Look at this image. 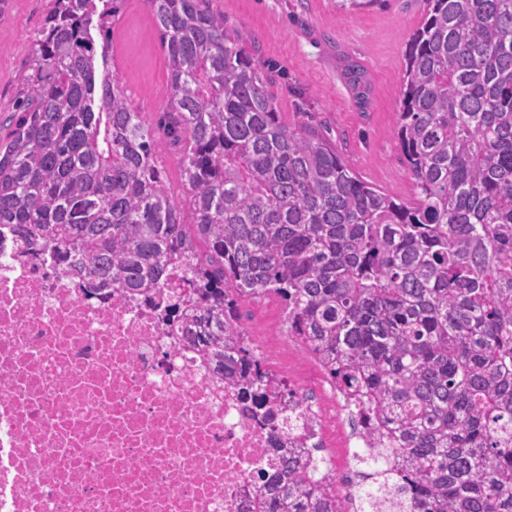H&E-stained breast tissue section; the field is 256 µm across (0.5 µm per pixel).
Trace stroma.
<instances>
[{
  "mask_svg": "<svg viewBox=\"0 0 512 512\" xmlns=\"http://www.w3.org/2000/svg\"><path fill=\"white\" fill-rule=\"evenodd\" d=\"M227 28L256 45L278 72L271 91L282 120L308 125L336 146L365 183L401 198L412 183L397 142L403 62L423 20L421 0H375L344 9L337 0H212ZM51 0H8L0 14V137L15 127L17 99ZM102 70L123 86L134 111L156 122L170 99L168 59L146 0H125ZM257 334L284 323L280 298H242Z\"/></svg>",
  "mask_w": 512,
  "mask_h": 512,
  "instance_id": "obj_1",
  "label": "stroma"
}]
</instances>
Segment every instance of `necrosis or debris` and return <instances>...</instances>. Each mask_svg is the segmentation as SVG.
Segmentation results:
<instances>
[{
    "label": "necrosis or debris",
    "instance_id": "necrosis-or-debris-1",
    "mask_svg": "<svg viewBox=\"0 0 512 512\" xmlns=\"http://www.w3.org/2000/svg\"><path fill=\"white\" fill-rule=\"evenodd\" d=\"M186 294L178 264L156 291L96 292L0 237V512H257L285 449L354 485L353 458L375 446L357 403L323 374L289 378L276 336L242 321L279 388L252 408L166 321Z\"/></svg>",
    "mask_w": 512,
    "mask_h": 512
}]
</instances>
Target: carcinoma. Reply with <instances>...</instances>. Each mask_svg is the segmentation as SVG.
<instances>
[{
	"mask_svg": "<svg viewBox=\"0 0 512 512\" xmlns=\"http://www.w3.org/2000/svg\"><path fill=\"white\" fill-rule=\"evenodd\" d=\"M166 48L156 125L97 77L124 0H53L0 140V229L89 287L147 293L182 264L195 297L167 307L188 346L252 402L240 297L285 303L288 335L327 365L398 447L364 459L357 512H512V0H423L397 139L413 196L360 181L280 119L266 71L210 0H146ZM181 145L193 222L159 155ZM350 498L295 459L260 512H336Z\"/></svg>",
	"mask_w": 512,
	"mask_h": 512,
	"instance_id": "cac0c4a2",
	"label": "carcinoma"
}]
</instances>
